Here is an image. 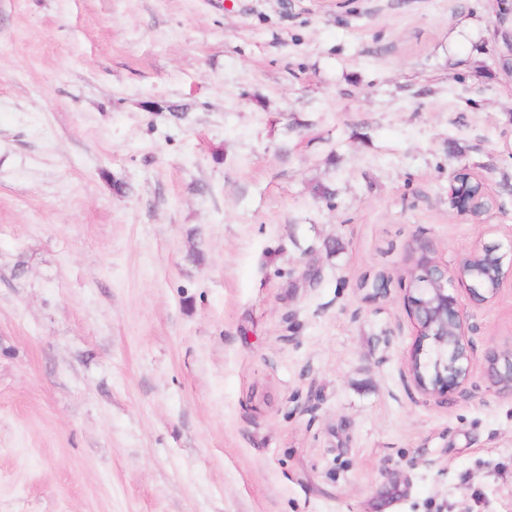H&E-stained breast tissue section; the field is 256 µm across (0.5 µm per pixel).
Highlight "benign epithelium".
<instances>
[{
  "mask_svg": "<svg viewBox=\"0 0 512 512\" xmlns=\"http://www.w3.org/2000/svg\"><path fill=\"white\" fill-rule=\"evenodd\" d=\"M495 27L501 40L512 45V0H497ZM448 202L460 215L470 214V202L454 177H448ZM420 262L430 268L432 277L412 275L417 285L407 289V303L416 326V339L407 360L409 378L418 392L427 397L446 398L462 389L471 378L472 356L466 341V317L457 295V287L470 292L471 300L479 301V292L458 269L450 270L428 255L427 247L419 245ZM455 329V357L465 360L460 372L448 371V354L440 353L439 345L448 340V324Z\"/></svg>",
  "mask_w": 512,
  "mask_h": 512,
  "instance_id": "obj_1",
  "label": "benign epithelium"
}]
</instances>
